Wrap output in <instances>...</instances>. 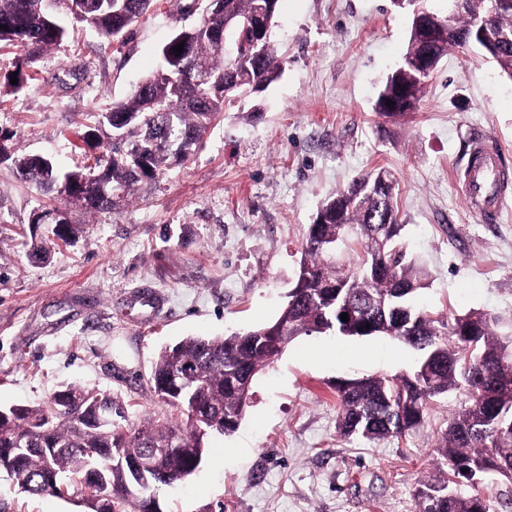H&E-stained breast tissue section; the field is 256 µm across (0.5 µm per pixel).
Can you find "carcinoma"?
<instances>
[{
  "label": "carcinoma",
  "mask_w": 512,
  "mask_h": 512,
  "mask_svg": "<svg viewBox=\"0 0 512 512\" xmlns=\"http://www.w3.org/2000/svg\"><path fill=\"white\" fill-rule=\"evenodd\" d=\"M45 0H0V43L23 51L25 64L39 61L67 36L59 15L85 22L106 37L130 27L150 0H117L81 14L82 0H56L58 13L45 12ZM219 12L205 13L204 0H181L182 15L198 23L173 33L162 47L163 65L145 77L124 101L86 116V144L105 151L83 168L62 170L53 161L22 153L15 169L22 182L52 193L67 204L83 200L89 212L110 211L132 195L137 185L156 180L164 171L188 161L217 113L242 92H262L281 74L272 29L279 0H219ZM468 0L467 9L447 20L448 38L430 47L434 63L452 48L476 47L512 79V0ZM263 22L258 48L230 53L227 46ZM508 34L509 40L487 50L477 36L479 25ZM7 29H2V26ZM224 29V44L214 32ZM183 52H174L177 44ZM425 50L411 28L404 60L386 79L376 109L396 117L420 101L426 78L411 67ZM203 62L211 83L197 88L185 81L188 66ZM173 131L180 136L179 161L149 150L152 142ZM392 174L384 168L355 179L347 190L329 198L309 226L297 280L302 288L288 297L274 321L256 329L221 337H187L163 350L154 365L152 388L178 419L150 418L134 427L132 405L102 390L70 385L63 402L54 397L35 406L0 408V448L18 457L11 480L20 492L77 496L87 512H146L154 487L129 489L126 472L113 455L141 457L166 436L186 433L183 449L156 461L157 482L172 486L200 467L205 440L217 419L241 418L248 406L256 374L301 335L336 330L350 337L394 336L421 351L414 372L397 379L362 376L336 384L337 428L341 436L376 444L402 437L419 427L434 402L455 391L461 407L439 437L437 452L446 477L423 485L418 497L423 512H489L479 487L468 473L489 470L512 482V331L499 329L501 319L471 310L441 321L418 308L416 297L426 285V272L407 257L400 244L402 225L394 205ZM353 236L362 257L352 267L336 262V242ZM348 313L349 321L340 314ZM282 325L271 341L262 331ZM173 381L178 402L163 385ZM105 406L112 424L100 421ZM112 465V500L103 511L95 506L96 490L88 481L93 465Z\"/></svg>",
  "instance_id": "1"
}]
</instances>
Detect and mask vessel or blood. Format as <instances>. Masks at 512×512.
Returning <instances> with one entry per match:
<instances>
[{
    "label": "vessel or blood",
    "instance_id": "vessel-or-blood-1",
    "mask_svg": "<svg viewBox=\"0 0 512 512\" xmlns=\"http://www.w3.org/2000/svg\"><path fill=\"white\" fill-rule=\"evenodd\" d=\"M472 165L462 180L464 202L484 218L493 219L502 213L503 191L497 186L501 174V155L492 140L478 137L472 142Z\"/></svg>",
    "mask_w": 512,
    "mask_h": 512
}]
</instances>
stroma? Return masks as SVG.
<instances>
[{"label":"stroma","mask_w":512,"mask_h":512,"mask_svg":"<svg viewBox=\"0 0 512 512\" xmlns=\"http://www.w3.org/2000/svg\"><path fill=\"white\" fill-rule=\"evenodd\" d=\"M411 12L393 0H280L272 40L281 77L227 105L189 160L109 214L67 207L65 240L32 221L50 195L0 162V406L33 405L67 384L136 402L157 416L151 370L187 336H224L275 320L328 198L377 168L398 181L401 240L429 274L419 305L442 318L481 309L512 320V188L497 221L469 210L461 180L475 137L512 170V80L475 49H450L413 112L379 116L402 62ZM182 24L175 0H151L114 40L83 23L8 88L22 64L0 44V135L9 150L86 164L85 116L126 100ZM85 68L76 89L61 69ZM49 261L29 259L32 240ZM157 289L159 313L135 304ZM417 353L387 337L328 331L292 340L254 378L237 429L215 435L200 468L156 491L163 512H418L441 478L435 448L458 405L449 394L405 437L375 445L337 431V379L410 373ZM0 512H86L78 499L21 494L0 474Z\"/></svg>","instance_id":"35a3bbf8"}]
</instances>
